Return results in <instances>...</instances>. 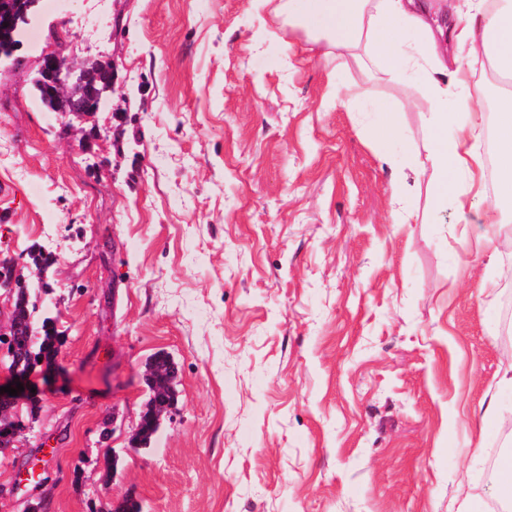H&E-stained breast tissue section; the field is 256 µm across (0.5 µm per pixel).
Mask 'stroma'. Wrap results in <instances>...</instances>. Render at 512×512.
Returning a JSON list of instances; mask_svg holds the SVG:
<instances>
[{"instance_id":"35a3bbf8","label":"stroma","mask_w":512,"mask_h":512,"mask_svg":"<svg viewBox=\"0 0 512 512\" xmlns=\"http://www.w3.org/2000/svg\"><path fill=\"white\" fill-rule=\"evenodd\" d=\"M279 3L38 0L0 61V183L16 191L0 260L34 284L33 253L52 257L31 301L62 337L0 484L54 454L0 512L28 493L102 512L130 492L143 512H448L465 481L496 512L486 470L505 431L476 412H512V223L489 245L432 210L410 170L430 148L418 82L305 52ZM53 51L113 63L97 112L40 102ZM350 83L367 96L330 107ZM381 100L402 126L386 146L370 138ZM394 179L412 223L391 221ZM158 352L177 404L136 450Z\"/></svg>"}]
</instances>
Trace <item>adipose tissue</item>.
I'll return each instance as SVG.
<instances>
[{
    "instance_id": "1",
    "label": "adipose tissue",
    "mask_w": 512,
    "mask_h": 512,
    "mask_svg": "<svg viewBox=\"0 0 512 512\" xmlns=\"http://www.w3.org/2000/svg\"><path fill=\"white\" fill-rule=\"evenodd\" d=\"M291 27L305 29L325 55L346 54L397 86L419 77L436 139L415 177H429L434 210L455 205L466 214L484 188V162L474 149L485 129L478 105L484 86L477 68L512 78V0H467L450 5L453 23L438 16L431 0H285ZM496 199L482 217L483 237L512 222V92L493 104ZM456 133H449V125Z\"/></svg>"
}]
</instances>
